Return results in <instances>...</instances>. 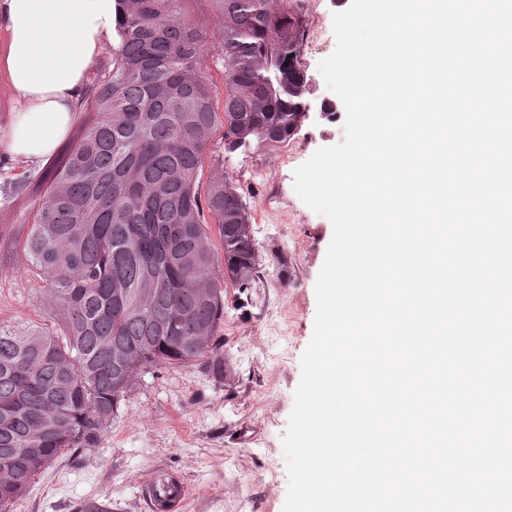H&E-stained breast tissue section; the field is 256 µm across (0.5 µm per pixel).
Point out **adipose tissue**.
<instances>
[{
    "label": "adipose tissue",
    "mask_w": 512,
    "mask_h": 512,
    "mask_svg": "<svg viewBox=\"0 0 512 512\" xmlns=\"http://www.w3.org/2000/svg\"><path fill=\"white\" fill-rule=\"evenodd\" d=\"M117 18V0H0V84L15 109L1 159L36 165L67 138Z\"/></svg>",
    "instance_id": "adipose-tissue-1"
}]
</instances>
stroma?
Returning <instances> with one entry per match:
<instances>
[{
  "instance_id": "1",
  "label": "stroma",
  "mask_w": 512,
  "mask_h": 512,
  "mask_svg": "<svg viewBox=\"0 0 512 512\" xmlns=\"http://www.w3.org/2000/svg\"><path fill=\"white\" fill-rule=\"evenodd\" d=\"M351 0H306V24L322 22L320 43L303 46L310 79L309 117L289 139L287 156L252 149L225 162L205 158L201 187L228 173L247 203L261 280L249 294L224 286L223 378L203 364L145 370L95 447L71 450L29 484L10 512H153L146 496L155 475L188 490L181 512H282L288 474L282 449L301 378L300 357L316 314L315 284L332 237L330 221L294 190V170L316 150L344 138L345 108L319 62L336 46L334 13ZM39 166L0 161V324L56 330L59 315L46 278L28 267L22 244L38 197L4 195L7 182L39 184ZM287 320V334L277 323Z\"/></svg>"
}]
</instances>
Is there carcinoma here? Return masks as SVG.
Listing matches in <instances>:
<instances>
[{"mask_svg":"<svg viewBox=\"0 0 512 512\" xmlns=\"http://www.w3.org/2000/svg\"><path fill=\"white\" fill-rule=\"evenodd\" d=\"M112 70L81 99L95 113L41 194L22 245L49 278L60 330L0 325V512L73 448L97 444L144 369L205 364L224 378V282L245 292L262 258L231 177L201 196L217 157L285 143L307 117L304 0H212L224 108L201 73L207 32L183 0H118ZM218 224L223 253L205 229Z\"/></svg>","mask_w":512,"mask_h":512,"instance_id":"obj_1","label":"carcinoma"}]
</instances>
